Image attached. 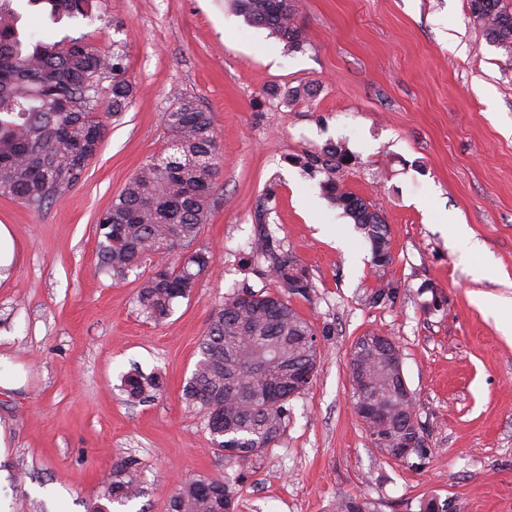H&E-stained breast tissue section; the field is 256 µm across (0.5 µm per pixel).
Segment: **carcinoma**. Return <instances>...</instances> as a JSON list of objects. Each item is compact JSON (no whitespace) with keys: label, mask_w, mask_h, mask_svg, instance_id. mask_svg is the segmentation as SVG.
Masks as SVG:
<instances>
[{"label":"carcinoma","mask_w":512,"mask_h":512,"mask_svg":"<svg viewBox=\"0 0 512 512\" xmlns=\"http://www.w3.org/2000/svg\"><path fill=\"white\" fill-rule=\"evenodd\" d=\"M45 5L50 18L93 17L94 0H26ZM253 25L270 30L290 52L308 43L295 21V0H233ZM469 18L488 44L512 56V0H469ZM13 0H0V197L39 211L78 185L106 134L97 116L98 93L92 89L111 79L107 94L112 117L132 103L133 84L126 77L124 43L110 53L96 50L85 35L60 40H29L19 28ZM167 142L127 181L96 225L97 269L126 278L158 254L175 261L153 267L137 290L140 311L149 320L167 319L173 305L191 296L199 278L216 262L206 248L191 249L207 223L214 177L221 157L210 114L185 94L164 113ZM352 155L327 143L318 151L292 159L319 186L329 203L342 209L371 245V266L392 263L388 225L380 212L349 191L342 179ZM253 263L265 261L278 291L243 288L225 298L199 343V359L183 389L186 403L207 416L213 450L224 461L245 463L277 445L288 422V402L309 388L317 369L318 339L313 325L290 305L294 296L313 288L296 257L269 235L251 250ZM398 286L379 284L370 295L377 306L395 299ZM350 350L353 400L382 408L383 415L362 417L370 442L402 462L408 443L427 456L426 432L404 400L399 367L388 362L368 340ZM158 378L140 373L124 378L132 400L159 390ZM142 493L139 464L125 459L112 469L104 498L125 502ZM239 484L206 478L185 481L169 500L168 512H235ZM336 512H370L358 497L341 498Z\"/></svg>","instance_id":"1"}]
</instances>
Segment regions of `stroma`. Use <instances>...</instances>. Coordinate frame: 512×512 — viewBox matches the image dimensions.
<instances>
[{"label":"stroma","mask_w":512,"mask_h":512,"mask_svg":"<svg viewBox=\"0 0 512 512\" xmlns=\"http://www.w3.org/2000/svg\"><path fill=\"white\" fill-rule=\"evenodd\" d=\"M79 30L99 50L127 44L131 106L108 122L85 180L41 211L0 198L14 257L0 276V503L8 512H87L132 457L143 493L109 512H167L181 481L239 480L237 512H512V57L470 23L468 0H296L309 43L289 54L230 0H96ZM310 88L294 103L274 87ZM210 113L223 164L196 244L217 257L189 298L156 323L137 273L97 272L95 224L138 167L162 151L174 93ZM355 157L346 186L383 213L393 261L322 196L294 156L327 143ZM268 208L266 226L256 215ZM467 225L485 250L464 262L447 232ZM268 228L313 289L293 308L315 328L312 385L289 402L281 442L256 471L213 452L207 419L182 390L212 313L241 288L276 281L243 259ZM394 302L370 304L378 281ZM496 299L501 310L490 309ZM391 336L428 434L425 460L372 445L352 404L349 354ZM159 375L145 401L132 370ZM124 391L131 400L144 398L150 390H159L160 384L157 377L144 376L140 373L127 374L124 378Z\"/></svg>","instance_id":"stroma-1"}]
</instances>
